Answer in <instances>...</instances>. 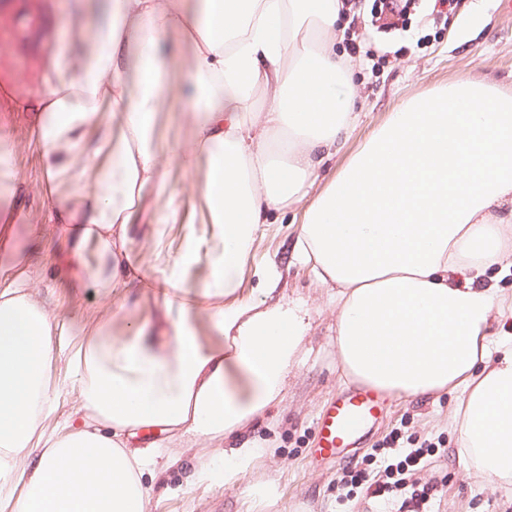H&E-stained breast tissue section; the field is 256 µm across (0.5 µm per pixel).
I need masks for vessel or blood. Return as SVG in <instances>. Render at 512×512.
<instances>
[{"label": "vessel or blood", "instance_id": "vessel-or-blood-1", "mask_svg": "<svg viewBox=\"0 0 512 512\" xmlns=\"http://www.w3.org/2000/svg\"><path fill=\"white\" fill-rule=\"evenodd\" d=\"M0 36L8 43H22L33 51L44 47L40 26L29 13L18 14L0 27ZM384 400L377 392L360 387L341 395L320 414L317 457L338 459L344 449L358 444L378 419Z\"/></svg>", "mask_w": 512, "mask_h": 512}]
</instances>
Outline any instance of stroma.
I'll use <instances>...</instances> for the list:
<instances>
[{"label":"stroma","instance_id":"stroma-1","mask_svg":"<svg viewBox=\"0 0 512 512\" xmlns=\"http://www.w3.org/2000/svg\"><path fill=\"white\" fill-rule=\"evenodd\" d=\"M47 47L36 53L15 44L0 47V131L15 148L17 175L15 200L28 215L24 224L11 228L14 244L24 249L31 276L50 288L64 318L86 317L96 304L84 293L58 286L53 270L63 255V243L49 222V203L37 187L42 173L39 148L32 135V111L26 104L45 76L48 48L67 29V5L74 0H38ZM354 13L344 16L341 48L356 44L361 50L387 46L386 64L373 67L362 60L356 73L360 117L343 153L327 165L334 173L348 152L358 148L402 98L428 91L462 77H487L512 87V8L504 0H461L447 13L433 14L428 0H419L406 16L405 33L380 31L370 24L372 0H352ZM170 83L166 105L159 112L157 132L187 138L189 128L179 120L186 102L181 95L192 66L190 49L170 39L165 51ZM297 227L293 214L277 218L259 232L244 294L258 293L268 269L280 276L279 288L289 298L303 300L313 313L312 328L301 346V362L292 368L281 401L255 418L244 432L260 451L250 462L230 466L225 474L201 481L196 472L207 456L201 448L164 444L151 480L148 512H377L376 498L358 495L340 503L336 480L341 463L314 467L309 451L318 435L319 413L340 392L336 359L335 313L327 288L319 285L309 268L292 256ZM460 397L391 399L367 442L382 441L393 430L438 444L439 452L416 474L419 484L436 486L435 512H512V495L479 487L469 478L458 458L456 433L448 421Z\"/></svg>","mask_w":512,"mask_h":512}]
</instances>
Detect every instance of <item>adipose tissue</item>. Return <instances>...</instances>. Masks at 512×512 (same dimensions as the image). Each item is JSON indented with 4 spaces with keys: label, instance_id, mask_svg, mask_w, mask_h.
<instances>
[{
    "label": "adipose tissue",
    "instance_id": "adipose-tissue-1",
    "mask_svg": "<svg viewBox=\"0 0 512 512\" xmlns=\"http://www.w3.org/2000/svg\"><path fill=\"white\" fill-rule=\"evenodd\" d=\"M343 11V0H107L94 26L72 13L79 40L53 47L29 107L39 190L67 246L55 277L101 303L76 330L24 266L0 275V512H147L162 451L132 446L143 429L229 443L204 475L249 454L238 438L280 401L312 315L274 299L275 280L259 297L241 284L260 226L297 207L294 255L333 290L343 383L462 393L459 458L479 481L512 485V333L493 330L512 302L485 283L512 269V90L463 76L407 97L322 180L357 119L356 70L336 50ZM172 35L193 54L178 143L154 133ZM177 167L205 170L190 190L203 233L169 189ZM149 189L160 284L184 288L202 261L210 275L165 303L172 334L132 317L114 338L124 302L112 293L135 276L129 233ZM180 223L182 244L165 254V229ZM64 393L79 420L47 429Z\"/></svg>",
    "mask_w": 512,
    "mask_h": 512
}]
</instances>
